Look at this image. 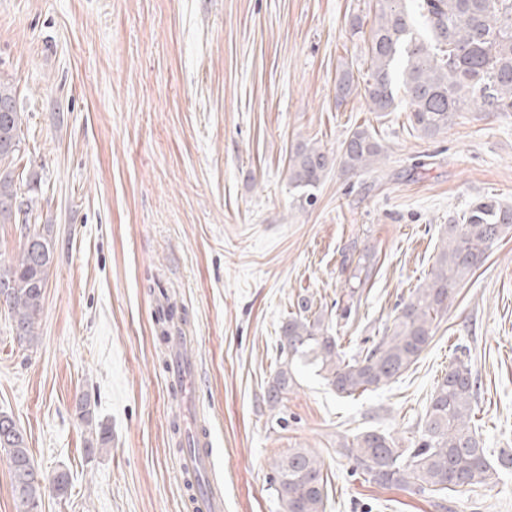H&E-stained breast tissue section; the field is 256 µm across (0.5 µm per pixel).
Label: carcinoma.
<instances>
[{
    "label": "carcinoma",
    "mask_w": 512,
    "mask_h": 512,
    "mask_svg": "<svg viewBox=\"0 0 512 512\" xmlns=\"http://www.w3.org/2000/svg\"><path fill=\"white\" fill-rule=\"evenodd\" d=\"M418 13L407 0H376L368 45L370 66L364 85L369 110L392 112L399 97L409 108L408 119L424 138L447 130L458 112L469 105L480 112H512V0H421ZM337 95L355 91L354 76L337 74ZM23 113L13 84L0 79V224H19L24 244L16 260L0 264L6 282L3 305L20 345L36 340L54 247L39 227L40 214L19 194L13 168L21 151ZM385 157L378 139L357 127L345 138L339 158L322 148L300 142L289 160L290 183L317 187L335 164L362 171ZM512 233V209L492 199L473 203L463 223L448 225L436 253L430 277L409 296L387 330L370 347L348 356L325 324L313 301L303 298L298 312L282 325V366L263 395L274 410L296 384V365L317 369L341 397L375 391L399 378L414 364L434 336V323L448 312L457 289L481 265L488 251ZM356 261L352 277L369 272L368 255L352 244L347 261ZM189 324L185 310L167 302L157 321ZM476 381L463 360L452 362L437 381L413 447L401 448L389 435L363 431L339 453L362 471L366 481L382 487L400 486L419 494H443L462 487L488 486L499 478L498 467L511 468L512 456L492 465L473 430ZM0 452L10 462L17 512H39L45 486L36 479L20 480L34 465L25 439L0 430ZM280 512H326L327 479L323 462L307 448H293L273 464L269 480Z\"/></svg>",
    "instance_id": "1"
}]
</instances>
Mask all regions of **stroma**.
Instances as JSON below:
<instances>
[{"label":"stroma","mask_w":512,"mask_h":512,"mask_svg":"<svg viewBox=\"0 0 512 512\" xmlns=\"http://www.w3.org/2000/svg\"><path fill=\"white\" fill-rule=\"evenodd\" d=\"M375 4L0 0V78L24 119L21 192L54 243L35 345H19L0 311V412L46 477L69 475L40 512H194L179 441L201 424L219 512H278L267 479L291 448L323 460L327 512H512V469L438 499L368 483L338 452L366 430L413 441L458 357L478 380L483 447L512 452V235L395 382L342 398L308 366L279 411L262 401L299 296L355 354L384 336L471 203L512 208V112L468 108L427 139L406 102L370 111ZM344 64L357 89L341 102ZM359 126L383 164L334 167L305 205L291 151L339 153ZM353 243L373 256L355 289L341 271ZM163 289L189 314L182 353L198 367L178 396L156 321ZM102 428L110 441L97 448Z\"/></svg>","instance_id":"obj_1"}]
</instances>
